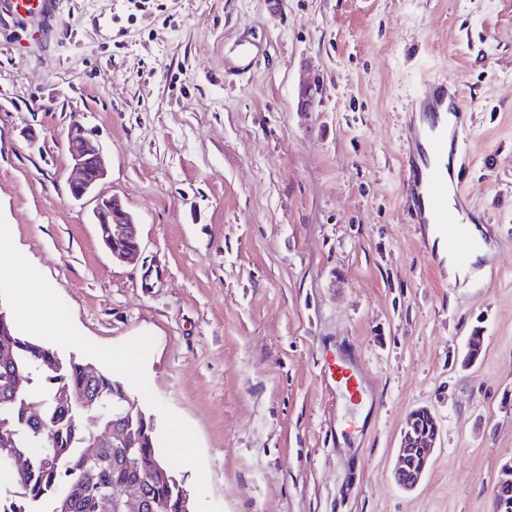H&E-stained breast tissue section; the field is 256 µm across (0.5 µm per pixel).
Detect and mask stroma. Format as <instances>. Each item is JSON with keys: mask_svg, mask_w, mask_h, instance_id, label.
<instances>
[{"mask_svg": "<svg viewBox=\"0 0 512 512\" xmlns=\"http://www.w3.org/2000/svg\"><path fill=\"white\" fill-rule=\"evenodd\" d=\"M435 75L471 110L458 179L494 244L461 283L401 188L403 106ZM75 120L107 168L80 202ZM112 196L139 225L132 264L92 222ZM18 252L47 296L41 342L99 368L141 347L130 391L194 512H493L512 461V0H0V267ZM339 360L362 401L324 381ZM420 406L440 437L406 492ZM439 436L436 416L427 407L414 409L398 451L394 478L404 490L414 489L423 478Z\"/></svg>", "mask_w": 512, "mask_h": 512, "instance_id": "35a3bbf8", "label": "stroma"}]
</instances>
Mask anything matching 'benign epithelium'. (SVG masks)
<instances>
[{"instance_id": "obj_1", "label": "benign epithelium", "mask_w": 512, "mask_h": 512, "mask_svg": "<svg viewBox=\"0 0 512 512\" xmlns=\"http://www.w3.org/2000/svg\"><path fill=\"white\" fill-rule=\"evenodd\" d=\"M67 148L73 163L69 189L80 201L89 195L106 175L102 154L84 135L83 126L71 125ZM95 224L112 225V256L120 262L133 260L140 251L138 224L117 197L99 202L94 211ZM439 436L436 416L427 407L414 409L398 451L394 478L404 490L414 489L423 478Z\"/></svg>"}]
</instances>
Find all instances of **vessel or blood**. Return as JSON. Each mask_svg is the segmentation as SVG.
Wrapping results in <instances>:
<instances>
[{"label": "vessel or blood", "instance_id": "vessel-or-blood-1", "mask_svg": "<svg viewBox=\"0 0 512 512\" xmlns=\"http://www.w3.org/2000/svg\"><path fill=\"white\" fill-rule=\"evenodd\" d=\"M406 109L412 119L403 133L406 148L401 167L411 221L433 228L443 251L460 265H470L488 251L489 244L473 231L484 214L471 205L461 183L452 180V164L466 162L461 147L471 113L464 94L454 81L433 77L424 81ZM352 376L341 361L329 371L337 391L354 396L359 385Z\"/></svg>", "mask_w": 512, "mask_h": 512}]
</instances>
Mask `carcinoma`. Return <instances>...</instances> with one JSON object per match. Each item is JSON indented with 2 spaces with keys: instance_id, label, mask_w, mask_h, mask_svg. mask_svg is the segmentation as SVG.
<instances>
[{
  "instance_id": "obj_1",
  "label": "carcinoma",
  "mask_w": 512,
  "mask_h": 512,
  "mask_svg": "<svg viewBox=\"0 0 512 512\" xmlns=\"http://www.w3.org/2000/svg\"><path fill=\"white\" fill-rule=\"evenodd\" d=\"M12 458L26 466L0 485V503L10 505L0 512H124L130 489L144 512H193L184 482L159 455L152 416L124 383L20 335L0 305V469ZM506 483L512 467L493 489L499 512H512L501 497Z\"/></svg>"
}]
</instances>
